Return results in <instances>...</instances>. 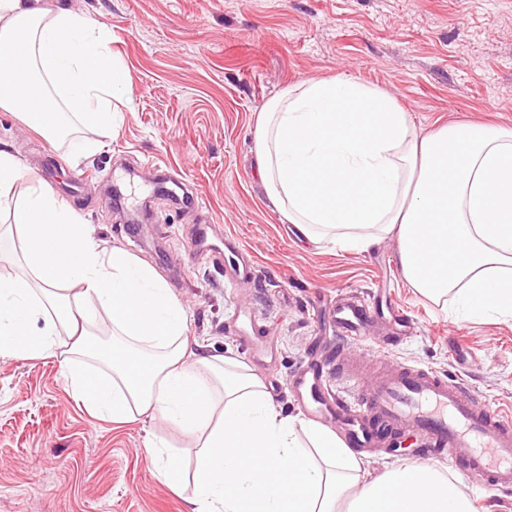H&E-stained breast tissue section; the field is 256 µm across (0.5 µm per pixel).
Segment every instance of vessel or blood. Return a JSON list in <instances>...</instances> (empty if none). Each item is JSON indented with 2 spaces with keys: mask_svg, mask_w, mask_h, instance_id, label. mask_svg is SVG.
Masks as SVG:
<instances>
[{
  "mask_svg": "<svg viewBox=\"0 0 512 512\" xmlns=\"http://www.w3.org/2000/svg\"><path fill=\"white\" fill-rule=\"evenodd\" d=\"M215 233V225H194L191 249L210 250L218 261L225 250L239 249V241L230 234L224 237L223 249H210ZM380 309L376 301L337 302V338L363 341ZM335 370L355 385L353 412H346L340 398L330 397L320 364H311L296 379L294 391L308 412L322 419L345 447L364 450L410 432L425 440V456L454 459L457 470L472 484L512 490V412L490 410L474 400L464 384L428 369L399 367L385 372L372 361L358 362L340 353Z\"/></svg>",
  "mask_w": 512,
  "mask_h": 512,
  "instance_id": "obj_1",
  "label": "vessel or blood"
}]
</instances>
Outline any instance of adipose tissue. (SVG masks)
<instances>
[{"mask_svg":"<svg viewBox=\"0 0 512 512\" xmlns=\"http://www.w3.org/2000/svg\"><path fill=\"white\" fill-rule=\"evenodd\" d=\"M129 85L92 17L0 0V109L49 142L78 123L122 119ZM257 161L275 207L314 242L366 250L395 236L405 279L425 297H455L465 316L512 317V127L452 123L419 134L385 90L345 78L284 87L257 120ZM26 182L20 203L11 190ZM0 355L59 358L95 417H149L177 431L195 467L187 512H471L441 470L411 464L372 481L334 432L278 411L262 381L232 357L203 354L160 274L106 248L82 218L12 153L0 150ZM112 322L107 370L82 362L101 315ZM144 452L181 488L164 440Z\"/></svg>","mask_w":512,"mask_h":512,"instance_id":"1","label":"adipose tissue"}]
</instances>
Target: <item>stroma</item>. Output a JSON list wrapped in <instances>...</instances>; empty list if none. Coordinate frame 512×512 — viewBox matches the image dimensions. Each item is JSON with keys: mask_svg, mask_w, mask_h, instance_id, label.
<instances>
[{"mask_svg": "<svg viewBox=\"0 0 512 512\" xmlns=\"http://www.w3.org/2000/svg\"><path fill=\"white\" fill-rule=\"evenodd\" d=\"M96 19L124 66L131 101L73 161L0 110V150L52 192L83 175L67 204L105 246L151 264L185 305L189 338L233 357L275 403L312 359L329 362L332 309L346 295L387 299L409 321L388 366L430 368L490 409L512 407V319L464 321L411 288L396 240L366 250L314 243L269 201L257 171V118L283 87L342 75L390 92L417 132L451 122L512 127V0H47ZM181 171L197 204L155 195L156 168ZM235 236L241 277L189 249L193 225ZM259 339L248 349L243 339ZM181 448L148 418L105 423L76 401L60 361L0 355V512H185L156 480L148 437ZM399 439L358 458L368 478L417 462Z\"/></svg>", "mask_w": 512, "mask_h": 512, "instance_id": "obj_1", "label": "stroma"}]
</instances>
